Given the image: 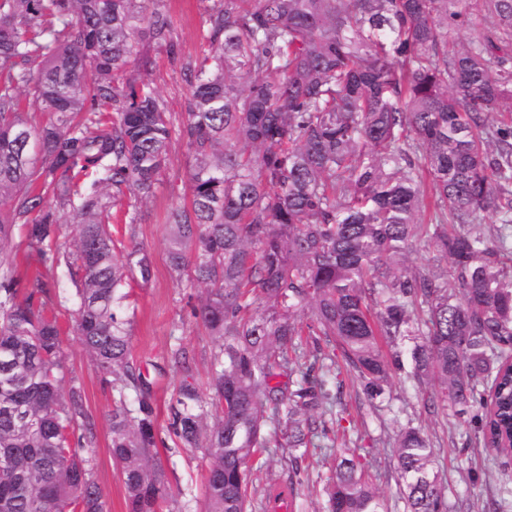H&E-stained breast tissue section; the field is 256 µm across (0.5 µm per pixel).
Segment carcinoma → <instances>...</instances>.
<instances>
[{"mask_svg":"<svg viewBox=\"0 0 512 512\" xmlns=\"http://www.w3.org/2000/svg\"><path fill=\"white\" fill-rule=\"evenodd\" d=\"M150 2L0 0V255L20 225L45 271L74 269L73 330L119 396L111 451L128 512L167 495L129 334L128 281L148 280L150 262L109 228L113 209L137 223L172 134L152 57L136 51L143 33L189 91V198L165 216L168 260L206 288L194 314L215 344L218 419L207 425L185 380L172 428L187 448L206 444L205 512L252 510L263 448L288 449L298 468L343 420L329 388L343 369L370 408L403 376L429 412L449 409L485 450L512 452L500 447L512 433V118L492 119L512 115V0H219L195 57ZM480 15L492 25L479 40L450 39ZM417 240L448 256L447 276L406 267ZM50 306L44 274L23 284L0 268V512H107L80 392L61 397ZM433 464L424 432L402 427L393 468L407 512L458 507ZM324 492L326 512H388L342 452ZM294 495L291 478L265 484L262 512Z\"/></svg>","mask_w":512,"mask_h":512,"instance_id":"carcinoma-1","label":"carcinoma"}]
</instances>
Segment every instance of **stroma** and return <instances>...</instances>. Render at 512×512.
Returning a JSON list of instances; mask_svg holds the SVG:
<instances>
[{"mask_svg":"<svg viewBox=\"0 0 512 512\" xmlns=\"http://www.w3.org/2000/svg\"><path fill=\"white\" fill-rule=\"evenodd\" d=\"M155 8L167 12L174 22V39L183 53L196 55L201 50L205 12L208 0H155ZM156 61L151 78L160 94L169 102L174 121H181L185 111L188 88L178 70L168 63L164 49L149 47ZM188 172V150L180 133H173L166 169L147 203L139 209L134 225H112L117 246L137 242L147 250L151 261L148 282L130 285V301L135 308L131 326V355L140 367L149 387L157 429L156 460L161 465L168 486V497L158 512H203L204 489L209 459L203 449L182 447L171 428L170 404L183 380L196 382L200 388L201 405L207 422H214L212 394L208 387L211 339L205 328L193 316V308L204 293L202 285L177 279L167 258V212L182 203V196L173 194V182L185 181ZM47 280L55 301L54 311L62 326L61 348L66 377L82 395L87 414L94 424V438L85 451L95 479L107 502V512H127L122 475L111 452L109 416L117 398L84 352L72 330L70 312L73 284L67 267L49 272ZM185 349L189 356L187 369L175 367L171 354ZM342 406L350 440L348 455L368 468L379 493L390 512H405L396 475L390 468L397 434L406 423L421 427L434 450L435 469L441 483L452 495L478 501L486 512H495L490 500L494 486L473 483L469 474L481 477L485 470H498L504 481L512 480V458H494L481 448L466 449L469 429L452 412H428L415 388L401 377H394V399L389 407L371 412L350 376L342 378ZM335 448L325 438L314 440L301 463V482L291 507L292 512H325L324 479L328 475Z\"/></svg>","mask_w":512,"mask_h":512,"instance_id":"35a3bbf8","label":"stroma"}]
</instances>
